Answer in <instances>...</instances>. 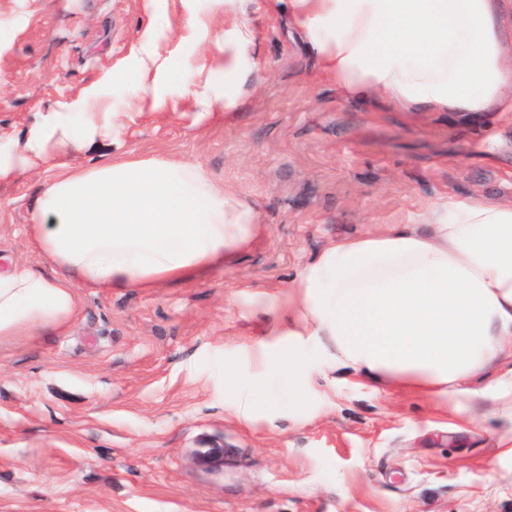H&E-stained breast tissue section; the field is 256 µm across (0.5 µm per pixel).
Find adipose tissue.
<instances>
[{
    "label": "adipose tissue",
    "instance_id": "obj_1",
    "mask_svg": "<svg viewBox=\"0 0 512 512\" xmlns=\"http://www.w3.org/2000/svg\"><path fill=\"white\" fill-rule=\"evenodd\" d=\"M226 29L211 68L183 73L200 115L235 111L253 33L241 0H212ZM312 38L322 71L350 99L386 97L404 108L481 115L512 112V29L503 0H287ZM126 91L163 111L172 69L150 11ZM130 115L94 92L58 104L0 149V184L41 161L121 141ZM419 227L327 242L286 289L265 298L272 341L253 345L256 372L224 370V390L248 423L274 418L275 391L290 404L312 382L310 363L429 395L458 413L490 399L512 410V206L473 198L437 202ZM257 209L217 185L200 164L157 156L113 157L69 168L44 188L28 233L54 276L13 262L0 268V342L62 330L77 318L78 291L154 288L223 266L254 239ZM485 374L480 388L469 380Z\"/></svg>",
    "mask_w": 512,
    "mask_h": 512
}]
</instances>
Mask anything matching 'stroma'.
Listing matches in <instances>:
<instances>
[{
  "label": "stroma",
  "instance_id": "1",
  "mask_svg": "<svg viewBox=\"0 0 512 512\" xmlns=\"http://www.w3.org/2000/svg\"><path fill=\"white\" fill-rule=\"evenodd\" d=\"M147 0H0V139L42 113L124 82L150 23ZM159 32L173 65L209 59L208 31L181 23L210 0H167ZM254 33L238 109L200 120L180 77L163 112L133 114L119 153L201 164L260 213L238 261L157 287L79 291L60 332L0 344V512H512V414L470 417L389 384L313 364L305 409L279 396L273 422H243L224 365L247 351L277 293L332 239L415 223L432 203L512 205V115L413 112L382 97L343 100L287 11L246 0ZM85 150L0 184V255L51 272L29 240L37 200Z\"/></svg>",
  "mask_w": 512,
  "mask_h": 512
}]
</instances>
